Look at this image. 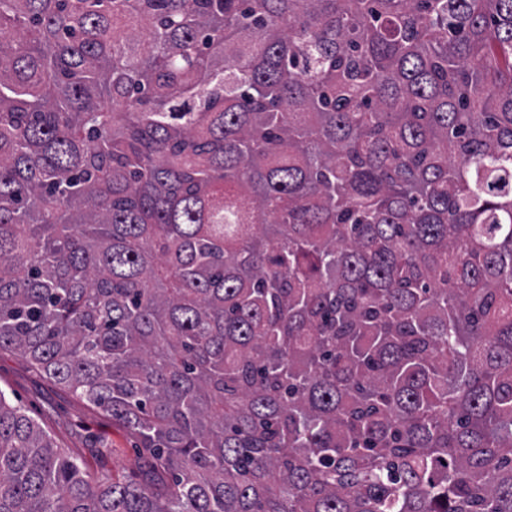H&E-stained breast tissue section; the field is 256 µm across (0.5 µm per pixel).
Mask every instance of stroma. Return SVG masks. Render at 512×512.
I'll list each match as a JSON object with an SVG mask.
<instances>
[{"label":"stroma","instance_id":"35a3bbf8","mask_svg":"<svg viewBox=\"0 0 512 512\" xmlns=\"http://www.w3.org/2000/svg\"><path fill=\"white\" fill-rule=\"evenodd\" d=\"M0 389L29 408L53 443L80 462L90 480L134 471L133 438L119 423L9 349L0 351Z\"/></svg>","mask_w":512,"mask_h":512}]
</instances>
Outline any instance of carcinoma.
<instances>
[{
    "mask_svg": "<svg viewBox=\"0 0 512 512\" xmlns=\"http://www.w3.org/2000/svg\"><path fill=\"white\" fill-rule=\"evenodd\" d=\"M0 512H512V0H0ZM0 388L25 405L92 481L135 471L133 438L112 416L53 383L12 350L0 351Z\"/></svg>",
    "mask_w": 512,
    "mask_h": 512,
    "instance_id": "carcinoma-1",
    "label": "carcinoma"
}]
</instances>
